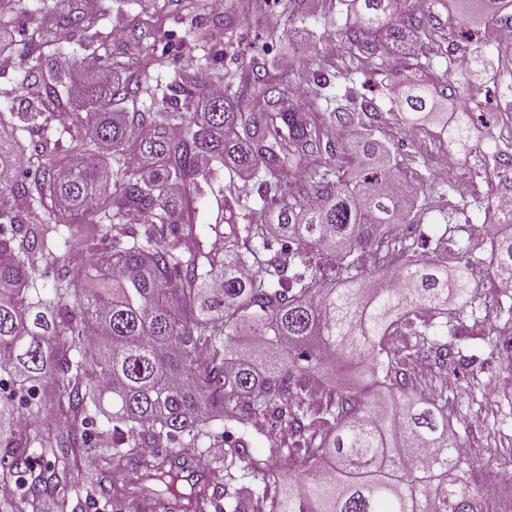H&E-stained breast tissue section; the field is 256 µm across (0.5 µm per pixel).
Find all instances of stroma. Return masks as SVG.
I'll list each match as a JSON object with an SVG mask.
<instances>
[{"label": "stroma", "instance_id": "obj_1", "mask_svg": "<svg viewBox=\"0 0 512 512\" xmlns=\"http://www.w3.org/2000/svg\"><path fill=\"white\" fill-rule=\"evenodd\" d=\"M89 1L102 16L113 54L130 56L138 69L147 68L148 63L137 49V39L153 26H163L180 37L208 28L217 17L208 0H196L188 12L171 0H71V4L77 7ZM349 4L350 0H224V12L234 23L229 32L216 36L213 46L223 51L225 69L237 72L248 62L278 61L285 56L299 69L306 66L310 50H317L316 70L326 75L327 82L319 97L305 104V111L322 112L338 103L355 110L362 100L372 99L375 137L389 150L400 177L418 184L436 179L440 155L437 128H408L395 106L400 87L413 75L407 60H392L389 68L356 76L350 82L336 77L349 62L337 34L352 23ZM402 10L416 17L424 30L417 53L429 65L428 83L445 93L446 112H453L461 100H469L475 134L482 140L481 153L459 161L446 198L421 194L411 198L408 211L420 217L414 226L424 243L420 254H445L447 244L441 239L445 227L480 225L481 235L471 240L476 257L471 271L479 303L491 311L489 321L477 325L471 314L449 308V325L462 331L461 336L448 340L453 357L441 363L434 351L423 349L419 358L431 364L434 372L424 377L411 373L410 382L419 394L447 398L451 428L474 460L473 481L484 488L496 510L503 504L512 505V485L491 486L485 480L491 468L512 472V366L501 361L490 341L512 336V292H504L489 274V238L496 226L488 218L486 206L495 194L512 192V170L492 156L497 148L512 154V44L491 39L484 45L488 67L476 78L483 93L474 98L467 89L449 83L448 65L457 57L470 56L471 37L487 32L483 0H403ZM115 29L121 32L116 39L111 36ZM474 194L480 195L481 207L461 210L460 201ZM228 195L240 198L252 214L263 211L256 180L245 183L229 176L222 166H213L208 185L195 200L194 232L203 245L216 239L215 228L224 222V198ZM242 432L254 452L263 457L269 449L297 445L285 425L260 413L249 418Z\"/></svg>", "mask_w": 512, "mask_h": 512}]
</instances>
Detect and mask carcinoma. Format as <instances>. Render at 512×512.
<instances>
[{
    "label": "carcinoma",
    "mask_w": 512,
    "mask_h": 512,
    "mask_svg": "<svg viewBox=\"0 0 512 512\" xmlns=\"http://www.w3.org/2000/svg\"><path fill=\"white\" fill-rule=\"evenodd\" d=\"M400 2L354 0L357 22L340 36L357 51L339 78L378 70L408 50L412 28ZM500 2L487 6L495 32L512 28V12ZM212 34L177 38L156 29L142 50L164 69L181 53L194 58ZM62 38L85 51L67 67L53 50ZM18 56L26 111H0V370L13 383L0 397V458L8 460L3 478L18 493L0 499V512H68L73 486L110 496V475L130 467L149 483L143 498L223 495L224 476L232 473L191 470L188 449L207 435L206 410L239 424L268 413L305 438L302 448H271L259 459L244 437L224 435L229 466L264 484L274 476L272 460L288 461L270 512H489L471 486L473 462L459 452L448 406L409 386L412 354L427 346L442 362L451 355L434 339L432 321L416 327L410 315L434 319L450 304L473 306L469 251L457 246L451 267L442 258L422 259L418 239L400 231L408 221L405 196L367 124L373 102L359 112L338 106L317 122L264 63L252 66L245 88H234L238 74L224 72L217 51L200 56V65L224 84L221 96L203 94L178 73L166 84L153 85L139 71L104 81L102 74L122 62L106 49L92 8L59 16L54 29H32ZM442 96L419 79L404 86L396 107L418 128L435 120ZM146 97L152 105L139 108ZM116 104L131 105L130 120L116 118ZM62 113L61 129L30 149L18 141L17 123L44 129ZM334 129L345 133L336 140L337 157L358 162L363 177L325 168L323 141ZM440 135L443 149L465 158L479 150L468 112L442 122ZM65 136L83 153L80 161L69 159ZM134 147L143 161L129 160ZM205 160L255 173L261 196L276 200L263 224L241 223L246 214L224 201L229 232L220 251L205 250L190 231L171 243L155 230L194 223L192 192L208 181ZM302 165L307 172L294 187L288 172ZM173 185L180 194H171ZM133 215L144 226L140 236L126 228ZM493 216L499 231L489 241V267L509 290L512 212L496 205ZM114 225L125 231L106 254L97 240ZM270 226L286 263L262 254L272 248ZM68 236L81 238L76 267L63 250ZM368 253L385 277L397 266L398 284L365 287ZM323 260L334 269L329 283L318 278ZM402 324L416 342L400 358L388 343ZM242 332L256 338L247 351L237 342ZM328 358L359 366L377 396L319 384L312 371ZM302 394L322 400L320 423L289 405ZM103 405L112 408L109 448L94 445L89 432L92 409ZM52 412L65 432H18V420ZM165 441L180 450L151 459L133 452ZM94 453L105 467L78 465Z\"/></svg>",
    "instance_id": "cac0c4a2"
}]
</instances>
